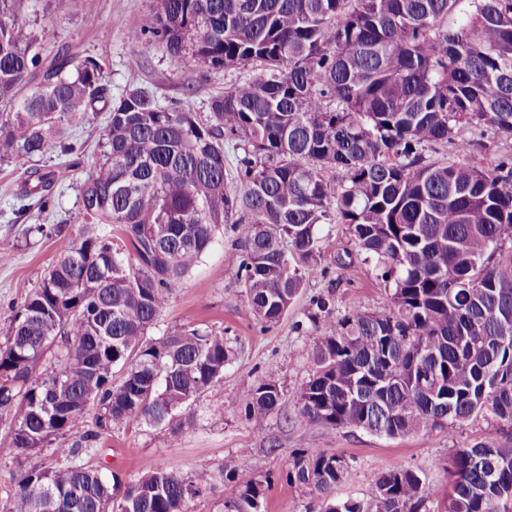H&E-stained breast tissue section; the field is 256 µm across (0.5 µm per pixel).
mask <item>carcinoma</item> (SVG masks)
<instances>
[{"mask_svg": "<svg viewBox=\"0 0 512 512\" xmlns=\"http://www.w3.org/2000/svg\"><path fill=\"white\" fill-rule=\"evenodd\" d=\"M13 3L0 0V159L44 153L89 112L106 113V126L81 186L91 224L62 240L0 343V427L17 450L0 512H191L247 469L233 458L215 472L153 468L124 482L83 463L99 431L170 421L234 358L206 329L148 337L224 224L266 325L317 263L321 224L346 225L392 285L387 313L352 311L322 334L309 318L312 372L294 394L303 418L387 438L478 415L512 430V157L483 167L486 143L460 136L474 118L512 140V0H153L130 52L150 37L208 69H252L204 117L188 98L161 105L133 89L113 100L94 58L43 62ZM448 143L455 152L441 159L422 153ZM60 178L27 170L17 198L43 211ZM53 344L55 364L32 375ZM281 397L267 372L246 417L261 428ZM49 445L54 462L25 464ZM347 471L340 455L304 450L286 480L329 495ZM445 471L443 512H512L511 447L485 437L453 449ZM267 490L246 482L224 512H260ZM427 499L424 473L397 466L370 497L333 498L325 512H419Z\"/></svg>", "mask_w": 512, "mask_h": 512, "instance_id": "cac0c4a2", "label": "carcinoma"}]
</instances>
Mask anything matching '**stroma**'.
<instances>
[{
    "mask_svg": "<svg viewBox=\"0 0 512 512\" xmlns=\"http://www.w3.org/2000/svg\"><path fill=\"white\" fill-rule=\"evenodd\" d=\"M153 0H21L18 19L37 32L45 53L68 45L72 52L103 65L113 98L142 88L163 105L191 97L198 113L209 110L212 95L248 77L250 68L207 70L173 57L165 45L147 40L141 53L127 49V36L150 10ZM106 116L97 112L72 128L83 162L67 181L55 185L46 210L21 209L16 195L28 167L46 170L64 161L60 148L31 159L0 160V340L9 328L12 307L37 288L58 258L60 241L84 222L81 185L104 151ZM321 255L306 270L303 285L281 321L265 326L252 315L238 278L232 230L218 234L210 250L164 309L149 335L159 338L185 325L223 333L235 352L231 364L178 417L182 429L170 424L124 426L96 441L97 455L86 464L107 463L123 481L137 480L145 469H175L193 475L236 457L249 462L247 472L218 485L197 500L194 512H224L245 481L269 482L261 512H323L326 500L310 487L290 484L285 474L298 453L320 449L342 455L349 467L335 492L336 499L368 496L376 477L397 465L421 469L430 488L429 512H440L447 485L444 466L451 449L481 440L494 430L492 419L478 416L463 425L430 433L389 439L357 429H328L302 418L293 400L312 365L308 357V316L317 313L318 295H331L335 315L358 309L382 313L390 309V292L372 265L353 253L344 225L320 227ZM275 370L284 390L278 408L262 429L245 414L246 391Z\"/></svg>",
    "mask_w": 512,
    "mask_h": 512,
    "instance_id": "1",
    "label": "stroma"
}]
</instances>
